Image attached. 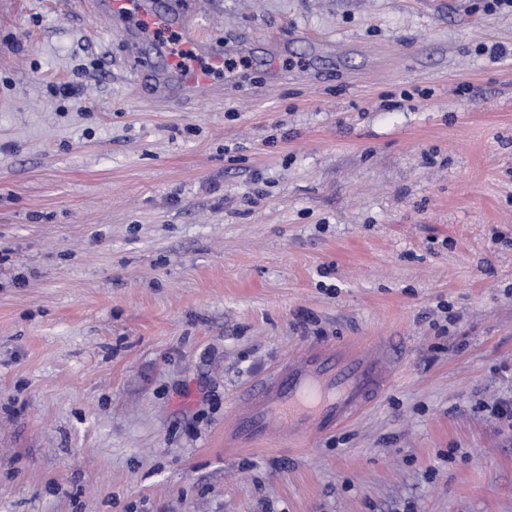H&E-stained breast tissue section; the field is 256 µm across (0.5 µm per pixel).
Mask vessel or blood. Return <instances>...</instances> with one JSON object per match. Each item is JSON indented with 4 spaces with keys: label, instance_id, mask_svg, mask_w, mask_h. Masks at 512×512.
<instances>
[{
    "label": "vessel or blood",
    "instance_id": "vessel-or-blood-1",
    "mask_svg": "<svg viewBox=\"0 0 512 512\" xmlns=\"http://www.w3.org/2000/svg\"><path fill=\"white\" fill-rule=\"evenodd\" d=\"M165 22L182 45L207 60L198 69L152 44L153 15L136 0H85V16L113 35L136 65L130 77L153 100L180 104L213 92L212 77L224 70L223 51L213 49L196 14L179 0H164ZM401 356L398 345L380 341L369 346L328 343L289 354L277 368L256 380L235 404L224 430L227 442L252 448L274 435L310 439L341 428L369 407L389 387Z\"/></svg>",
    "mask_w": 512,
    "mask_h": 512
}]
</instances>
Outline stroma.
<instances>
[{"label":"stroma","instance_id":"35a3bbf8","mask_svg":"<svg viewBox=\"0 0 512 512\" xmlns=\"http://www.w3.org/2000/svg\"><path fill=\"white\" fill-rule=\"evenodd\" d=\"M485 4L207 0L244 79L169 109L78 0H0V512H512V13ZM365 338L403 359L352 423L225 447L289 351Z\"/></svg>","mask_w":512,"mask_h":512}]
</instances>
